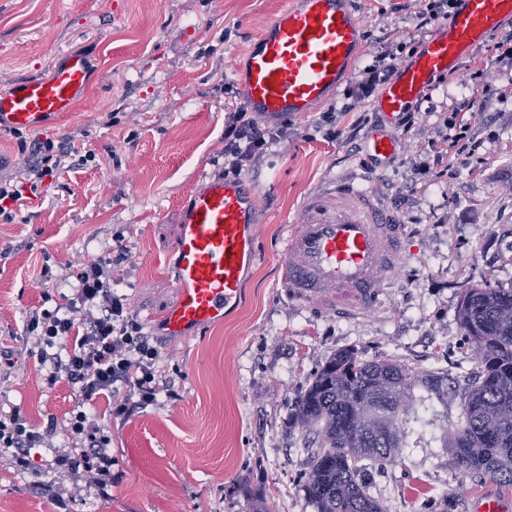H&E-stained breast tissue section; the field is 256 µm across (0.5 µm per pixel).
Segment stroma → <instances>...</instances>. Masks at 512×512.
<instances>
[{
  "instance_id": "1",
  "label": "stroma",
  "mask_w": 512,
  "mask_h": 512,
  "mask_svg": "<svg viewBox=\"0 0 512 512\" xmlns=\"http://www.w3.org/2000/svg\"><path fill=\"white\" fill-rule=\"evenodd\" d=\"M284 2L0 0V89L48 74L68 51L86 53L93 73L75 112L20 137L0 132V178L26 184L32 156L24 141L50 138L95 155L84 165L66 158L15 223H0V345L16 358L0 369V409L65 425L76 396L64 382L46 388L48 368L29 355L24 325L43 309L44 294L66 305L69 272L112 248L114 235L131 257L113 267V289L141 317L175 303L165 262L177 244L179 203L199 175L223 173L225 115L242 104L232 64ZM359 2L364 44L349 80L242 173L261 193L255 231L264 253L249 274L246 304L202 333L160 339L162 371L183 373L174 397L113 421L111 496L101 500L83 480H69L70 512H313L295 481L307 452L292 414L328 357L350 349L444 371L461 391L472 381L460 299L476 286L512 288V56L498 48L512 19L459 72L434 78L412 106V126L391 127L403 150L378 169L377 188L413 233L386 310L318 316L277 287L278 249L301 199L351 172L379 121L376 96L354 101V88L369 69L410 62L435 29L418 17L428 0ZM470 99L473 110L461 112ZM326 112L337 115L333 139L317 130ZM457 112L481 144L480 166L440 150ZM415 395L405 446L374 489L387 512H422L428 500L466 512L469 493L512 502L496 482L462 477L443 448V432L460 422L459 400L444 404L420 388ZM55 481L51 469L16 472L1 456L0 512H57L35 488Z\"/></svg>"
}]
</instances>
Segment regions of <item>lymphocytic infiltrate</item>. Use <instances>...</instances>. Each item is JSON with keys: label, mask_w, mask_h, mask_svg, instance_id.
<instances>
[{"label": "lymphocytic infiltrate", "mask_w": 512, "mask_h": 512, "mask_svg": "<svg viewBox=\"0 0 512 512\" xmlns=\"http://www.w3.org/2000/svg\"><path fill=\"white\" fill-rule=\"evenodd\" d=\"M268 129L256 113L241 108L229 113L224 125V172L240 175L266 145ZM130 257L127 246L116 245L73 273L75 286L66 311L44 309L32 313L26 335L37 348L40 363L50 366L47 386L67 381L78 404L65 427L66 450L49 461L61 477H78L108 497L112 488L111 420H126L157 402L163 373L159 352L130 309L125 295L112 288L113 266ZM65 352H57L58 344ZM107 398V416L94 410ZM58 429L55 420L37 426L20 410L0 411V448L9 451L10 464L21 471L39 469L31 451L50 446Z\"/></svg>", "instance_id": "1"}]
</instances>
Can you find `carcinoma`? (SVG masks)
Returning <instances> with one entry per match:
<instances>
[{
	"instance_id": "carcinoma-1",
	"label": "carcinoma",
	"mask_w": 512,
	"mask_h": 512,
	"mask_svg": "<svg viewBox=\"0 0 512 512\" xmlns=\"http://www.w3.org/2000/svg\"><path fill=\"white\" fill-rule=\"evenodd\" d=\"M457 318L473 344L478 379L462 396L460 424L444 447L464 476L512 489V288L476 287L461 297ZM445 402L456 394L441 372H417L398 361L333 354L295 402V422L317 435L301 487L314 512H385L366 482L404 445L414 389Z\"/></svg>"
}]
</instances>
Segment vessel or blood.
Returning a JSON list of instances; mask_svg holds the SVG:
<instances>
[{
	"label": "vessel or blood",
	"instance_id": "b4317fda",
	"mask_svg": "<svg viewBox=\"0 0 512 512\" xmlns=\"http://www.w3.org/2000/svg\"><path fill=\"white\" fill-rule=\"evenodd\" d=\"M507 19L512 0H463L382 90L377 110L385 124L436 75L459 69ZM362 35L358 0H287L233 65L245 106L268 120L304 118L349 78ZM90 80L86 57L71 53L48 75L14 83L0 92V130L35 131L72 112ZM385 124L363 145L379 163L401 149ZM370 179L365 171L336 177L304 198L297 221L286 227L279 264L278 283L290 302L348 319L384 309L386 286L406 262L407 227L369 188ZM259 206L250 181L199 177L181 215L171 271L178 299L145 316L149 331L173 339L199 333L245 301L248 273L262 259L254 230Z\"/></svg>",
	"mask_w": 512,
	"mask_h": 512
}]
</instances>
